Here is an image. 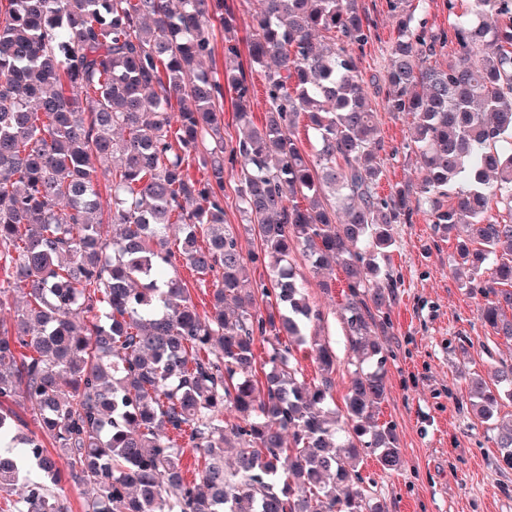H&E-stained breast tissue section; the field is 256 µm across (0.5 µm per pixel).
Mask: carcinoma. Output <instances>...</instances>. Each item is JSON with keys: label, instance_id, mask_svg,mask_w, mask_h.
Masks as SVG:
<instances>
[{"label": "carcinoma", "instance_id": "obj_1", "mask_svg": "<svg viewBox=\"0 0 512 512\" xmlns=\"http://www.w3.org/2000/svg\"><path fill=\"white\" fill-rule=\"evenodd\" d=\"M255 2L249 67L269 68L260 127L229 0H0V261L27 297L0 317V440L20 449L0 452V512H67L55 490L68 479L93 486L85 512H384L357 469L365 449L385 470L402 463L394 429L375 420L387 358L371 333L392 327L394 226L419 210L444 236L467 225L458 265L485 298L482 322L512 341V0H470L462 14L448 0L446 32L388 0L398 35L383 107L412 116L422 178L387 195L352 52L369 17L354 0ZM217 26L224 71L208 73ZM448 46V66L433 63ZM226 91L243 129L230 145ZM301 114L312 156L297 143ZM230 173L261 242L250 261L269 269L256 288L224 221ZM297 248L313 271L344 273L359 365L341 407L336 355L307 336L321 313ZM179 263L217 276L209 314L171 275ZM308 343L313 383L296 368ZM469 394L491 419L512 401V364L471 379ZM26 414L39 432L20 431ZM186 445L201 457L193 480ZM497 448L512 469L511 423Z\"/></svg>", "mask_w": 512, "mask_h": 512}]
</instances>
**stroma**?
<instances>
[{
	"mask_svg": "<svg viewBox=\"0 0 512 512\" xmlns=\"http://www.w3.org/2000/svg\"><path fill=\"white\" fill-rule=\"evenodd\" d=\"M356 5L374 24L357 56L365 86L380 108L377 89L384 84L397 23L387 0H357ZM410 123L409 115L380 108L382 192L421 179L408 146ZM394 232L390 268L398 288L390 302L393 327L381 339L388 356L387 398L378 422L394 428L404 463L388 471L373 454L364 455L358 466L363 486L386 512H512V469L498 465L495 429L512 418V401H501L493 419L484 422L472 412L467 391L470 376L488 377L512 363V343L484 325L478 312L483 296L466 287L465 273L455 269L464 231L438 235L420 211ZM295 263L310 302L322 314L314 330L336 353L333 396L343 401L355 359L341 318L344 274L313 273L300 257Z\"/></svg>",
	"mask_w": 512,
	"mask_h": 512,
	"instance_id": "obj_1",
	"label": "stroma"
}]
</instances>
